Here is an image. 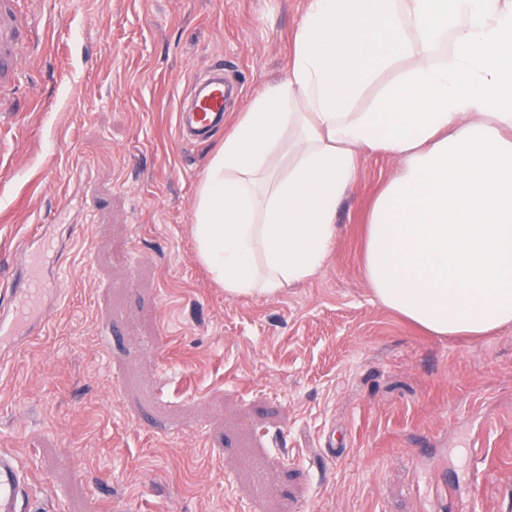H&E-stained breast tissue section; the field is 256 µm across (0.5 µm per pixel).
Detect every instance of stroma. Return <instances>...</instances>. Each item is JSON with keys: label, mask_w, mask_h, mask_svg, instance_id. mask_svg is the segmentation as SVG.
Masks as SVG:
<instances>
[{"label": "stroma", "mask_w": 512, "mask_h": 512, "mask_svg": "<svg viewBox=\"0 0 512 512\" xmlns=\"http://www.w3.org/2000/svg\"><path fill=\"white\" fill-rule=\"evenodd\" d=\"M306 2L32 0L45 43L0 81V281L44 231L61 289L0 353L23 512H430L445 482L472 512H512V326L427 335L365 276L398 158H361L306 283L228 297L197 258V186L287 77ZM218 59L224 127L183 145L178 109Z\"/></svg>", "instance_id": "1"}]
</instances>
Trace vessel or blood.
<instances>
[{
  "label": "vessel or blood",
  "mask_w": 512,
  "mask_h": 512,
  "mask_svg": "<svg viewBox=\"0 0 512 512\" xmlns=\"http://www.w3.org/2000/svg\"><path fill=\"white\" fill-rule=\"evenodd\" d=\"M223 62L212 65L209 76L197 85L187 105L181 106L178 125L182 136L206 138L224 123ZM48 286L39 261H32L19 277L0 284L8 303L0 307V339L23 333L30 322H44L39 301ZM29 485L15 452L0 449V512H22Z\"/></svg>",
  "instance_id": "obj_1"
}]
</instances>
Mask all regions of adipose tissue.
<instances>
[{
    "mask_svg": "<svg viewBox=\"0 0 512 512\" xmlns=\"http://www.w3.org/2000/svg\"><path fill=\"white\" fill-rule=\"evenodd\" d=\"M370 154L403 161L366 227L377 300L433 336L512 325V0H308L287 78L198 184L213 282L270 299L313 278Z\"/></svg>",
    "mask_w": 512,
    "mask_h": 512,
    "instance_id": "ef3b65f1",
    "label": "adipose tissue"
}]
</instances>
